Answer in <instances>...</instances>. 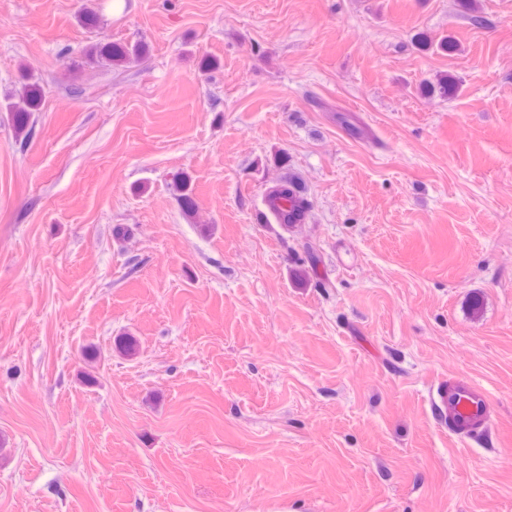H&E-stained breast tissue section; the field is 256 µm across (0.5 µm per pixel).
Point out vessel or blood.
Masks as SVG:
<instances>
[{"mask_svg":"<svg viewBox=\"0 0 512 512\" xmlns=\"http://www.w3.org/2000/svg\"><path fill=\"white\" fill-rule=\"evenodd\" d=\"M430 397L436 408L447 412L458 435H469L486 423L489 398L483 389L469 379L442 381L432 389Z\"/></svg>","mask_w":512,"mask_h":512,"instance_id":"b4317fda","label":"vessel or blood"}]
</instances>
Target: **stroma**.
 Returning a JSON list of instances; mask_svg holds the SVG:
<instances>
[{
	"instance_id": "1",
	"label": "stroma",
	"mask_w": 512,
	"mask_h": 512,
	"mask_svg": "<svg viewBox=\"0 0 512 512\" xmlns=\"http://www.w3.org/2000/svg\"><path fill=\"white\" fill-rule=\"evenodd\" d=\"M82 3L0 0V512H512V0ZM145 47L140 44L126 45L119 42H98L90 48L88 57L93 62H108L120 65L142 54ZM461 80L456 75L447 72L440 73L432 81H425L419 85V92L424 96H439L445 99H454L461 90ZM43 90L38 82L25 84L22 94L17 102L11 103L8 112H11L12 125L17 139L27 141L32 133L34 112H39L42 106ZM173 187L184 213L193 214L197 208V201L191 187L190 177L186 173H178L173 179ZM265 203L275 222L287 230L304 221L310 206L301 181L294 175L268 188ZM432 404L448 413L454 431L469 435L486 423L489 398L486 392L467 378L444 380L430 394Z\"/></svg>"
}]
</instances>
